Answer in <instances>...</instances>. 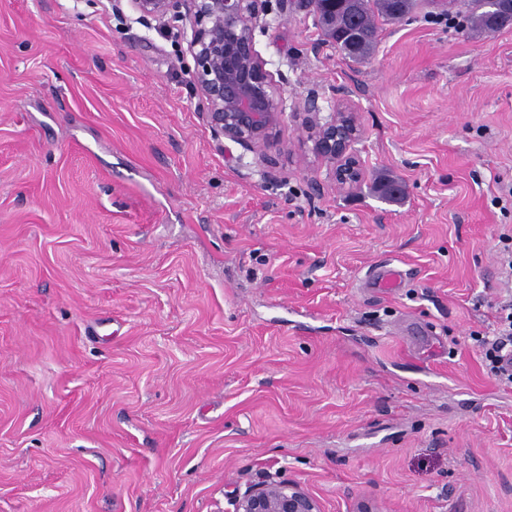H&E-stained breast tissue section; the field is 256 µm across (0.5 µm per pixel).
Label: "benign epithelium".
<instances>
[{
	"label": "benign epithelium",
	"mask_w": 512,
	"mask_h": 512,
	"mask_svg": "<svg viewBox=\"0 0 512 512\" xmlns=\"http://www.w3.org/2000/svg\"><path fill=\"white\" fill-rule=\"evenodd\" d=\"M142 18L163 25L169 17L190 20L188 53L193 59V86L203 109L201 121L218 140L227 139L257 156L258 166L270 172L272 151L287 113L281 93L272 83L255 48L254 30L266 15V0H129ZM316 25L336 20V0H301ZM301 119L313 154L334 180L355 186L361 169L353 146L361 129L353 112L323 114L318 95L303 102ZM233 512H322L318 501L291 481H261L233 502Z\"/></svg>",
	"instance_id": "obj_1"
}]
</instances>
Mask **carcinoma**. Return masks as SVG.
<instances>
[{"instance_id": "cac0c4a2", "label": "carcinoma", "mask_w": 512, "mask_h": 512, "mask_svg": "<svg viewBox=\"0 0 512 512\" xmlns=\"http://www.w3.org/2000/svg\"><path fill=\"white\" fill-rule=\"evenodd\" d=\"M459 8L471 20L472 30L478 33L495 32L512 26V20L502 16L496 0H457ZM418 0H340L336 3V23L321 25L325 40L352 62L370 57L377 46L379 22L399 20L413 12ZM396 180L380 178L372 191L388 202L404 195V188L394 189Z\"/></svg>"}]
</instances>
